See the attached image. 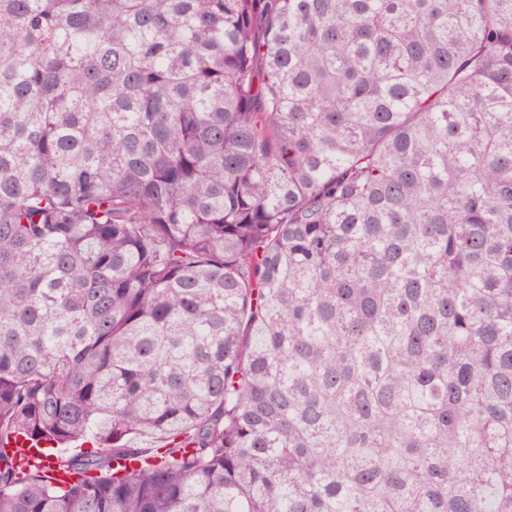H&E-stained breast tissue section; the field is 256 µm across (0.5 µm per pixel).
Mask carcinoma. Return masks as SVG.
Wrapping results in <instances>:
<instances>
[{
  "label": "carcinoma",
  "instance_id": "1",
  "mask_svg": "<svg viewBox=\"0 0 512 512\" xmlns=\"http://www.w3.org/2000/svg\"><path fill=\"white\" fill-rule=\"evenodd\" d=\"M0 512H512V0H0Z\"/></svg>",
  "mask_w": 512,
  "mask_h": 512
}]
</instances>
